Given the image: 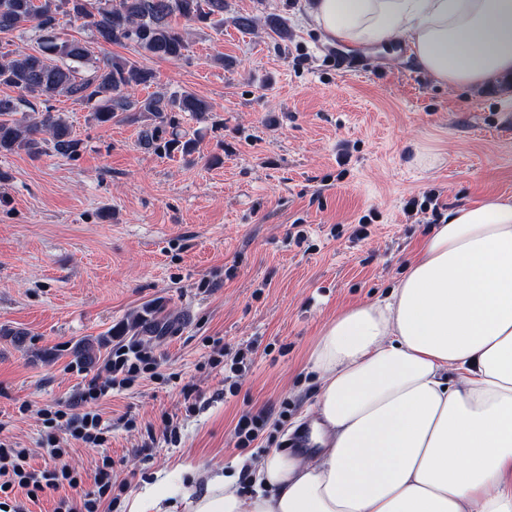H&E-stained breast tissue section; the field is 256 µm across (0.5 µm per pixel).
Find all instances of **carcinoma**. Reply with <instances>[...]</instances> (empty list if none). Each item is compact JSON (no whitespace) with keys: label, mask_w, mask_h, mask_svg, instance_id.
I'll use <instances>...</instances> for the list:
<instances>
[{"label":"carcinoma","mask_w":512,"mask_h":512,"mask_svg":"<svg viewBox=\"0 0 512 512\" xmlns=\"http://www.w3.org/2000/svg\"><path fill=\"white\" fill-rule=\"evenodd\" d=\"M226 7V0H0V85L17 92L0 96V154L38 155L48 146L77 156L81 140L54 108L62 96L89 107L99 124L116 118L140 124V145L148 152L194 155L198 141L180 131V117L206 114L213 104L188 91L135 92L155 84L145 61L184 59L185 30L177 21L219 29ZM61 14L91 26L99 44H134L142 61L93 55L89 43L61 36ZM27 22L40 33L38 52L12 48L14 33ZM27 109L37 120L21 116Z\"/></svg>","instance_id":"obj_1"}]
</instances>
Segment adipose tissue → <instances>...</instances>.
I'll return each instance as SVG.
<instances>
[{
  "label": "adipose tissue",
  "mask_w": 512,
  "mask_h": 512,
  "mask_svg": "<svg viewBox=\"0 0 512 512\" xmlns=\"http://www.w3.org/2000/svg\"><path fill=\"white\" fill-rule=\"evenodd\" d=\"M308 15L329 43L402 39L451 86L512 72V0H312ZM312 361L313 449L193 469L190 512H512V196L449 210Z\"/></svg>",
  "instance_id": "adipose-tissue-1"
}]
</instances>
